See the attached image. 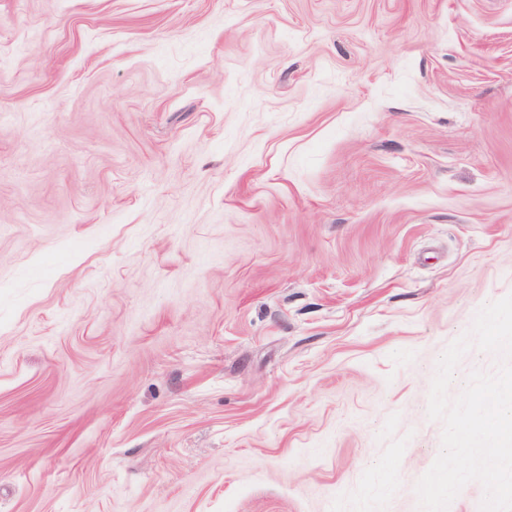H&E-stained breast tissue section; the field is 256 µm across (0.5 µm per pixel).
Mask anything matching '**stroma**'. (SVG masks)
Instances as JSON below:
<instances>
[{
	"label": "stroma",
	"mask_w": 512,
	"mask_h": 512,
	"mask_svg": "<svg viewBox=\"0 0 512 512\" xmlns=\"http://www.w3.org/2000/svg\"><path fill=\"white\" fill-rule=\"evenodd\" d=\"M512 294V0H0V512H419Z\"/></svg>",
	"instance_id": "stroma-1"
}]
</instances>
